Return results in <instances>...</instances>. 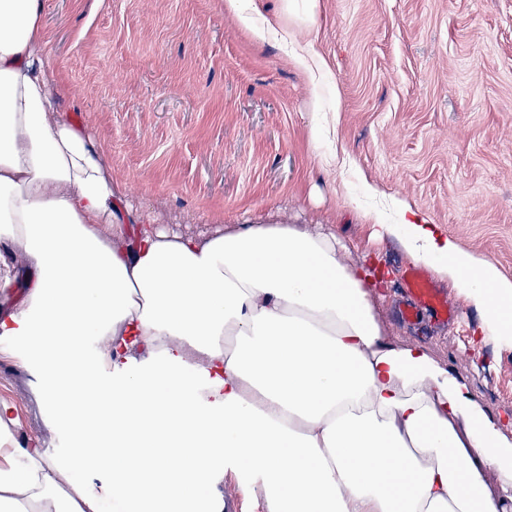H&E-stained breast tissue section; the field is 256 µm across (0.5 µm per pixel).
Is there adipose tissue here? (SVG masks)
<instances>
[{"label": "adipose tissue", "instance_id": "ef3b65f1", "mask_svg": "<svg viewBox=\"0 0 512 512\" xmlns=\"http://www.w3.org/2000/svg\"><path fill=\"white\" fill-rule=\"evenodd\" d=\"M42 13L0 0V241L31 266L0 261V339L75 440L61 458L19 444L0 403V512H224L228 471L268 512H507L497 421L424 349L385 341L378 282L329 229L191 235L124 202L101 145L53 106ZM369 219L512 340L493 262L417 214Z\"/></svg>", "mask_w": 512, "mask_h": 512}]
</instances>
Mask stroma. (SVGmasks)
I'll use <instances>...</instances> for the list:
<instances>
[{
	"label": "stroma",
	"instance_id": "35a3bbf8",
	"mask_svg": "<svg viewBox=\"0 0 512 512\" xmlns=\"http://www.w3.org/2000/svg\"><path fill=\"white\" fill-rule=\"evenodd\" d=\"M55 107L105 150L112 182L158 223L189 234L249 215L331 229L347 263L372 261L385 338L420 346L492 417L512 413V342L480 333L438 280L454 322L403 319L411 259L365 212L401 201L512 279V0H243L262 43L224 0H43ZM315 12V25L304 17ZM327 62L309 82L294 55ZM329 130L313 146L310 128ZM377 189L365 196L366 185ZM43 378L0 352V403L19 442L63 455ZM512 442V422L502 427ZM224 12L233 16L237 23L242 28L248 30L257 41H267L278 34V32L272 27L256 26L252 16L245 14L241 10L239 0H224Z\"/></svg>",
	"mask_w": 512,
	"mask_h": 512
}]
</instances>
